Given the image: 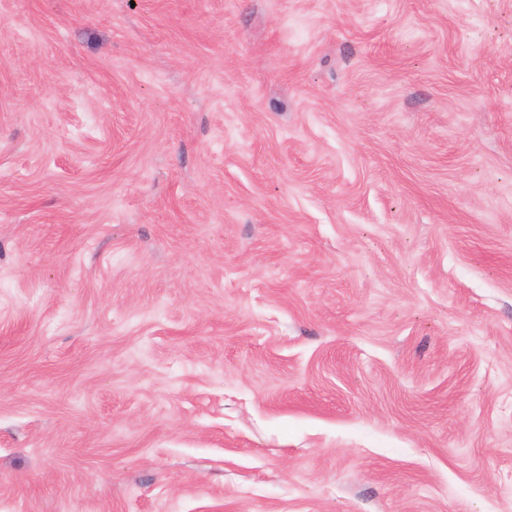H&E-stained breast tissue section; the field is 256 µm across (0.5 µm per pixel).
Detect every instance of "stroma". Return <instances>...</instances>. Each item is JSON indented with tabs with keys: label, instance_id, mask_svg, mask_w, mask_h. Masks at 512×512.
<instances>
[{
	"label": "stroma",
	"instance_id": "35a3bbf8",
	"mask_svg": "<svg viewBox=\"0 0 512 512\" xmlns=\"http://www.w3.org/2000/svg\"><path fill=\"white\" fill-rule=\"evenodd\" d=\"M0 512H512V0H0Z\"/></svg>",
	"mask_w": 512,
	"mask_h": 512
}]
</instances>
